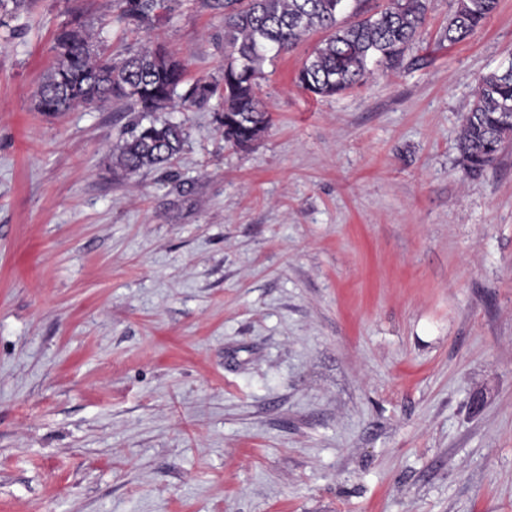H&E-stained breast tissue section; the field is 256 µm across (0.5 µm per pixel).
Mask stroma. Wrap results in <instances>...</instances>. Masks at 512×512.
<instances>
[{
    "label": "stroma",
    "mask_w": 512,
    "mask_h": 512,
    "mask_svg": "<svg viewBox=\"0 0 512 512\" xmlns=\"http://www.w3.org/2000/svg\"><path fill=\"white\" fill-rule=\"evenodd\" d=\"M452 10L332 98L293 82L310 33L265 63L251 146L162 112L187 143L135 175L108 168L132 113L35 111L54 36L159 42L193 80L223 12L0 27V512H512V145L478 174L459 150L512 0L457 44Z\"/></svg>",
    "instance_id": "stroma-1"
}]
</instances>
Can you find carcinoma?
Masks as SVG:
<instances>
[{"label":"carcinoma","instance_id":"obj_1","mask_svg":"<svg viewBox=\"0 0 512 512\" xmlns=\"http://www.w3.org/2000/svg\"><path fill=\"white\" fill-rule=\"evenodd\" d=\"M345 0H212L224 12V65L219 74L186 80L185 64L159 44L129 47L116 57L93 41L89 29L60 28L53 63L35 92V110L53 116L79 106L119 105L139 114L129 136L112 150L109 168L136 174L170 164L184 149L182 124L151 118L180 101L185 108L218 102L216 122L224 140L241 148L265 132L268 113L257 95L263 66L295 48L311 31L326 37L303 62L295 81L317 97H331L360 86L371 61L393 69L419 39L426 23L427 0H387L384 8L363 16L366 0H352L353 16L344 17ZM35 0H0V25L32 8ZM454 10L441 39L465 40L495 12L498 0H453ZM179 6V0H120L119 19L152 27ZM512 139V64L483 76L461 129L460 151L467 168L492 165Z\"/></svg>","mask_w":512,"mask_h":512}]
</instances>
